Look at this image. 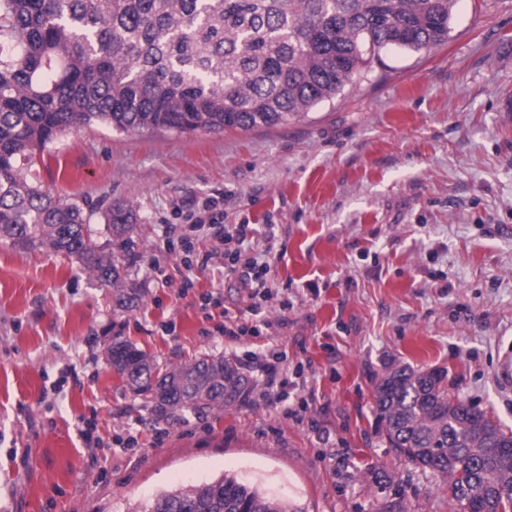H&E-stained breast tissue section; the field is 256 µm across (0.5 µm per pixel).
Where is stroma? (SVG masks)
<instances>
[{
  "mask_svg": "<svg viewBox=\"0 0 512 512\" xmlns=\"http://www.w3.org/2000/svg\"><path fill=\"white\" fill-rule=\"evenodd\" d=\"M80 205L132 213L136 261L112 288L46 250L0 239V512H135L222 476L298 512H462L440 478L399 458L373 413L392 364L439 370L452 395L512 428V0H457L446 43L386 48L336 99L253 130L118 133L103 124L48 144L31 171ZM224 221L274 226L272 274L292 306L264 316L316 402L303 417L248 404L171 424L107 365L121 335L160 365L242 361L265 336L217 333L250 300L237 276L162 282L180 258L163 222L215 191ZM318 286L310 293L308 283ZM222 284L205 320L201 293ZM174 322L173 333L160 325Z\"/></svg>",
  "mask_w": 512,
  "mask_h": 512,
  "instance_id": "obj_1",
  "label": "stroma"
}]
</instances>
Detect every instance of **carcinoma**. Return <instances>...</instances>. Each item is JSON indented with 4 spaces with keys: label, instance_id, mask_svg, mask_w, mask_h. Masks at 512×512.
<instances>
[{
    "label": "carcinoma",
    "instance_id": "obj_1",
    "mask_svg": "<svg viewBox=\"0 0 512 512\" xmlns=\"http://www.w3.org/2000/svg\"><path fill=\"white\" fill-rule=\"evenodd\" d=\"M456 0H0V237L75 258L130 308L121 257L86 232L83 208L31 183L26 166L62 132L106 124L124 133L270 128L342 94L393 46L448 39ZM130 214L107 211L132 260ZM112 368L156 418L173 422L242 405L255 390L238 364L204 355L161 367L112 337ZM409 365L376 384L389 447L434 472L476 512H512V429ZM479 419L486 439L470 429ZM471 448L489 452L472 455ZM143 512H287L235 478L156 496Z\"/></svg>",
    "mask_w": 512,
    "mask_h": 512
}]
</instances>
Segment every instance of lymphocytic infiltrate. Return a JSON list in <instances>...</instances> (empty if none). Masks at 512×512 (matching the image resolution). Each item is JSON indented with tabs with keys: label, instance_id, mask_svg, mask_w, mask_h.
Segmentation results:
<instances>
[{
	"label": "lymphocytic infiltrate",
	"instance_id": "1",
	"mask_svg": "<svg viewBox=\"0 0 512 512\" xmlns=\"http://www.w3.org/2000/svg\"><path fill=\"white\" fill-rule=\"evenodd\" d=\"M254 229L249 222L228 224L217 198L206 199L191 223L166 224L162 227L161 242L164 249L185 253L180 273V295L194 289L199 274L220 265L225 275L241 274L251 303L244 314H225L219 331L231 339L260 336L272 324L260 311L262 302L273 298L272 264L266 252L252 249ZM247 361L258 365L267 378L264 397L267 403L287 417L305 412L316 400L315 391L291 400L288 378V357L278 346H271L267 353L246 352Z\"/></svg>",
	"mask_w": 512,
	"mask_h": 512
}]
</instances>
